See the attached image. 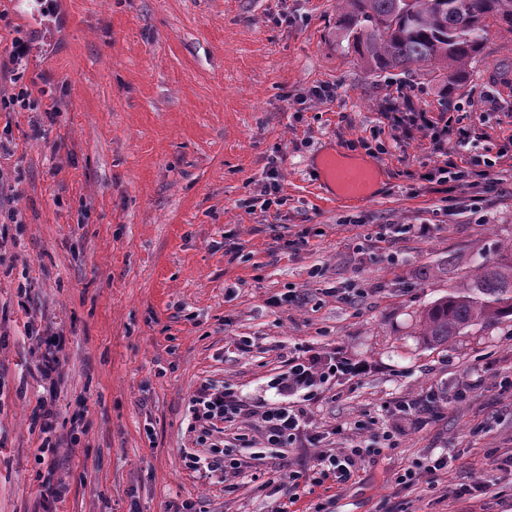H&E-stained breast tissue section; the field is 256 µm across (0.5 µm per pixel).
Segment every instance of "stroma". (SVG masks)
<instances>
[{"label":"stroma","instance_id":"obj_1","mask_svg":"<svg viewBox=\"0 0 512 512\" xmlns=\"http://www.w3.org/2000/svg\"><path fill=\"white\" fill-rule=\"evenodd\" d=\"M22 12L0 0V53L31 38L0 98L32 100L0 110V512H276L295 494L325 512H512V325L445 347L418 334L478 262L512 260V87L491 79L512 72V32L492 28L448 95L370 72L337 0H55L48 42ZM391 107L462 114L477 138L436 150L392 130ZM329 152L380 168L371 200L319 181ZM447 157L472 177L426 180ZM48 332L67 338L51 385L31 375ZM312 358L361 372L277 389ZM205 381L248 409L220 435L240 471L206 479L181 459ZM271 406L300 416L288 447L266 445ZM340 448L360 451L351 480L309 486ZM476 478L493 492L458 498ZM47 482L61 499L44 500Z\"/></svg>","mask_w":512,"mask_h":512}]
</instances>
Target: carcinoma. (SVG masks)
I'll list each match as a JSON object with an SVG mask.
<instances>
[{
    "label": "carcinoma",
    "mask_w": 512,
    "mask_h": 512,
    "mask_svg": "<svg viewBox=\"0 0 512 512\" xmlns=\"http://www.w3.org/2000/svg\"><path fill=\"white\" fill-rule=\"evenodd\" d=\"M493 26L512 30V0H339L338 27L370 71L427 76L449 93L464 82ZM506 321L512 263L483 260L425 310L419 335L441 347L470 327Z\"/></svg>",
    "instance_id": "carcinoma-1"
}]
</instances>
